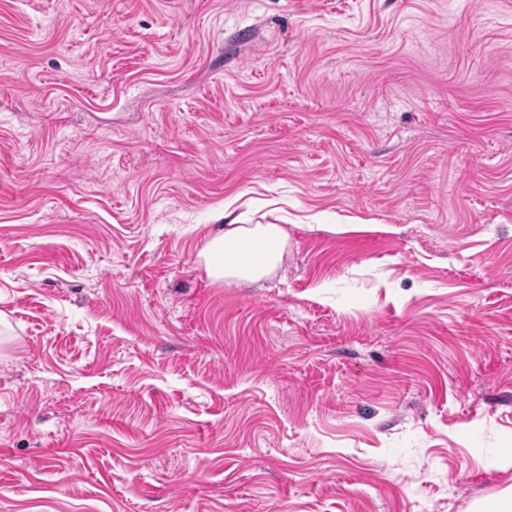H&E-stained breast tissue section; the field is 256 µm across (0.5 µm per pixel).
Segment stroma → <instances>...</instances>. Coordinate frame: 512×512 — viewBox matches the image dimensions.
<instances>
[{
    "instance_id": "1",
    "label": "stroma",
    "mask_w": 512,
    "mask_h": 512,
    "mask_svg": "<svg viewBox=\"0 0 512 512\" xmlns=\"http://www.w3.org/2000/svg\"><path fill=\"white\" fill-rule=\"evenodd\" d=\"M511 490L512 0H0V512ZM231 213L220 214L224 227L213 235L200 257L208 275L226 283H255L271 276L284 258L288 231L283 224H237ZM245 244L247 249L240 248Z\"/></svg>"
}]
</instances>
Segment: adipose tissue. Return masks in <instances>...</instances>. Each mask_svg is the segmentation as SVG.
<instances>
[{
  "label": "adipose tissue",
  "mask_w": 512,
  "mask_h": 512,
  "mask_svg": "<svg viewBox=\"0 0 512 512\" xmlns=\"http://www.w3.org/2000/svg\"><path fill=\"white\" fill-rule=\"evenodd\" d=\"M223 228L201 257L208 275L227 283H255L271 276L284 258L288 231L281 224H240L222 213Z\"/></svg>",
  "instance_id": "1"
}]
</instances>
